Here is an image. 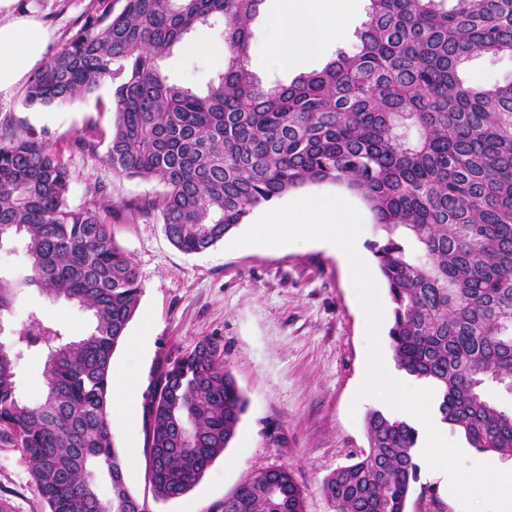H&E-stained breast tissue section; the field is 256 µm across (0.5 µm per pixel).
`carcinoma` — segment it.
<instances>
[{
	"mask_svg": "<svg viewBox=\"0 0 512 512\" xmlns=\"http://www.w3.org/2000/svg\"><path fill=\"white\" fill-rule=\"evenodd\" d=\"M263 0H123L86 15L29 80L28 106L113 88L106 159L124 178L161 187L140 211L178 249L203 251L250 211L292 190L334 184L368 207L370 244L392 304L398 370L434 390L440 420L480 452L512 457V410L486 393L512 392V79L474 86L466 61L512 52V0H370L357 44L318 72L264 88L248 65ZM223 23L229 56L207 90L171 83L159 61L200 25ZM71 175L31 136L0 139V245L27 242L26 261L0 276V333L15 291L88 310L77 339L33 311L0 348V444L33 463L48 512H148L128 489L110 418L112 357L143 293L112 239V206L74 207ZM44 360L37 403L16 368ZM246 399L206 336L163 366L145 402L154 497L186 493L224 453ZM367 448L329 475L333 512H406L420 481L415 425L374 410ZM112 495L100 497L98 484ZM213 512H305L293 474L247 475Z\"/></svg>",
	"mask_w": 512,
	"mask_h": 512,
	"instance_id": "carcinoma-1",
	"label": "carcinoma"
}]
</instances>
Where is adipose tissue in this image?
Wrapping results in <instances>:
<instances>
[{"label": "adipose tissue", "mask_w": 512, "mask_h": 512, "mask_svg": "<svg viewBox=\"0 0 512 512\" xmlns=\"http://www.w3.org/2000/svg\"><path fill=\"white\" fill-rule=\"evenodd\" d=\"M17 2L0 0V95L10 94L42 63L51 37L39 18L17 10ZM352 8L353 0H276L266 18L264 54L278 68L302 71L307 60L347 38Z\"/></svg>", "instance_id": "ef3b65f1"}]
</instances>
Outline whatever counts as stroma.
I'll return each instance as SVG.
<instances>
[{"label": "stroma", "mask_w": 512, "mask_h": 512, "mask_svg": "<svg viewBox=\"0 0 512 512\" xmlns=\"http://www.w3.org/2000/svg\"><path fill=\"white\" fill-rule=\"evenodd\" d=\"M275 0H263L251 24L249 65L262 85L291 82L293 73L271 65L259 49L268 40L264 19ZM98 0H19L49 26L47 54H54L81 27ZM169 81L204 92L224 63L187 56L174 46L161 60ZM470 84L492 86L512 78V55L467 61ZM24 88L0 96V137L30 134L57 152L71 176L69 202L112 205V238L135 262L143 283L136 315L126 333L148 331L143 352L127 359L117 347L112 362L140 377L131 414L113 424L125 478L151 512H211L252 472L289 468L301 487L306 512H331L322 490L327 476L367 446L365 419L387 411L377 398L356 400L367 355L366 318L338 258L312 245L292 248L227 242L186 254L166 238L153 216H130L128 208L152 196L154 184L115 175L98 132L110 131V85L87 98L47 107L24 103ZM37 311L60 323L69 336L85 334L91 318L78 305L50 300L35 287L18 289L10 321L25 322ZM206 336L224 341V359L246 400L236 434L202 478L184 495L155 501L147 480L145 394L167 359L194 348ZM420 483L430 496L413 492L407 512H462L459 501L428 467ZM0 497L14 512H48L32 464L18 449L0 445Z\"/></svg>", "instance_id": "35a3bbf8"}]
</instances>
